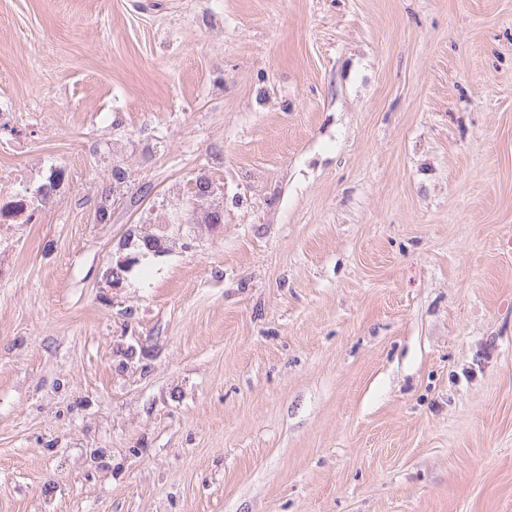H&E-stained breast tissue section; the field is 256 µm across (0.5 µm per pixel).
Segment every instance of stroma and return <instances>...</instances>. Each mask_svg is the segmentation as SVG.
Instances as JSON below:
<instances>
[{"label":"stroma","instance_id":"obj_1","mask_svg":"<svg viewBox=\"0 0 512 512\" xmlns=\"http://www.w3.org/2000/svg\"><path fill=\"white\" fill-rule=\"evenodd\" d=\"M5 100L70 190L0 226V512H512V0H0Z\"/></svg>","mask_w":512,"mask_h":512}]
</instances>
